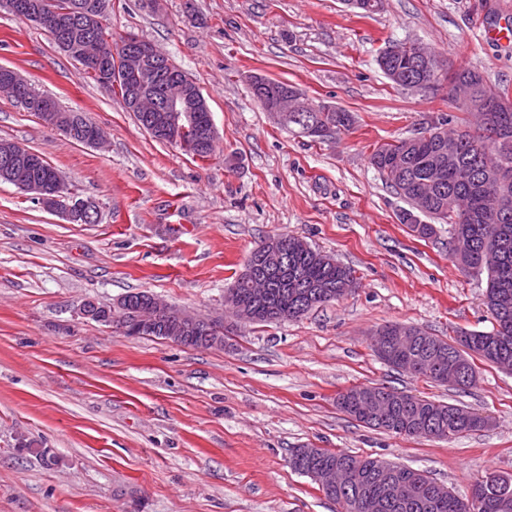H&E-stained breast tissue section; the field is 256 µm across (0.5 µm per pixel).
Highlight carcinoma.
Here are the masks:
<instances>
[{
  "instance_id": "obj_1",
  "label": "carcinoma",
  "mask_w": 512,
  "mask_h": 512,
  "mask_svg": "<svg viewBox=\"0 0 512 512\" xmlns=\"http://www.w3.org/2000/svg\"><path fill=\"white\" fill-rule=\"evenodd\" d=\"M376 62L380 70L388 75L396 70L408 69L403 57H386L379 51ZM454 80L461 86L478 84L488 101L489 112L479 124L480 133L474 134L452 126L453 119L440 117L436 122L423 127L417 135L399 139L376 147L370 155L371 166L387 185L393 188L410 205L402 213L401 223L408 226L415 236L429 239L436 234L432 224L422 223L418 215L424 214L448 225V233L457 235L462 253L461 270L472 274H486L487 288L485 305L493 319L490 331L470 333V342L462 344L439 336L427 335L431 343L412 347L405 352L393 350L384 363L410 374L424 376L436 381V365H446L461 359L473 364L478 356L489 362L493 354L502 352L512 359V310L502 312L500 296L512 293V112H499L496 100L504 92L489 86L474 70L459 69ZM298 119H290L282 126L300 137L311 141L325 140L332 134L348 130L353 124L351 113L334 106H324V111L310 110L297 113ZM455 148V164L472 171L473 179L467 183L456 179L452 168H447L445 181L436 182L431 172L448 164V143ZM492 237L503 240L500 262L489 268L484 259L483 248ZM284 245L282 266L271 270L263 258V246H258L248 260L249 266L264 275L269 292L261 300L252 296L247 273H242L229 293L236 305L252 312L251 323L265 324L276 321L275 312L288 313V319L304 316L316 306L338 300L353 291L356 278L353 271L332 256L312 248L303 239L283 233ZM150 294L129 293L120 302L119 310L112 312V321L125 335H130L135 316L142 301ZM151 335L167 340L180 335L178 323L164 318L157 323ZM224 343V325L213 322V328L202 329L186 341L192 347H212ZM412 412L404 414L397 408L391 411L393 425L381 430L402 434L406 421L420 424L417 435L439 439L452 438L477 431L489 423V419L474 418L462 413L464 407L426 397L412 396ZM320 463L350 462L359 469L358 483L349 492L326 494L335 502L345 494L354 497L367 490L380 493L369 465L372 458L352 454L345 450H323ZM380 512H473L469 500L461 498L449 489L435 501L423 494L406 505L389 504Z\"/></svg>"
}]
</instances>
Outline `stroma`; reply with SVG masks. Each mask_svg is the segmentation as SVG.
I'll use <instances>...</instances> for the list:
<instances>
[{
	"label": "stroma",
	"mask_w": 512,
	"mask_h": 512,
	"mask_svg": "<svg viewBox=\"0 0 512 512\" xmlns=\"http://www.w3.org/2000/svg\"><path fill=\"white\" fill-rule=\"evenodd\" d=\"M512 0H112L113 35L154 42L197 82L218 151L155 141L112 92L35 23L0 7V66L101 127L100 150L0 96V139L37 152L100 206L71 224L0 183V512H340L295 472V448L342 449L424 470L469 497L512 475V372L476 362L464 390L396 371L372 345L388 323L442 338L488 331L485 276L462 272L448 227L419 239L406 202L369 163L379 145L456 114L444 91L394 86L376 63L412 40L512 97V46L484 35ZM260 74L351 112L321 142L281 127L252 96ZM288 232L354 270L355 290L297 320L236 323L224 295L266 238ZM146 291L224 322V344L129 337L82 318L85 299ZM355 385L458 404L487 427L450 439L374 430L336 405ZM41 442L57 462L16 448Z\"/></svg>",
	"instance_id": "1"
}]
</instances>
